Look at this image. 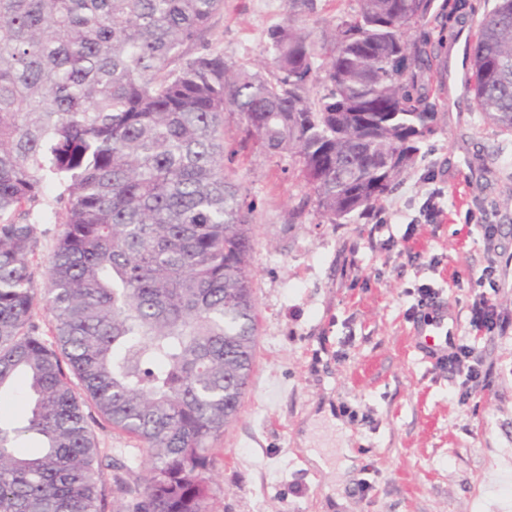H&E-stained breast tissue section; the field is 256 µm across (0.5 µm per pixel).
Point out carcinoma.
<instances>
[{"label":"carcinoma","instance_id":"1","mask_svg":"<svg viewBox=\"0 0 512 512\" xmlns=\"http://www.w3.org/2000/svg\"><path fill=\"white\" fill-rule=\"evenodd\" d=\"M331 43L287 0L271 70L206 52L169 64L223 0H0V394L33 406L0 424V512H100V448L71 378L147 450L114 512H209L212 443L237 419L257 340L252 208L224 174V113L260 150L298 158L319 219L381 209L439 111L436 56L414 29L435 0H355ZM476 110L512 133V0L470 51ZM58 193L49 197V186ZM63 225L36 286L37 225ZM43 304L52 341L36 334ZM27 433L43 451L18 450Z\"/></svg>","mask_w":512,"mask_h":512}]
</instances>
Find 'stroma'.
<instances>
[{
    "mask_svg": "<svg viewBox=\"0 0 512 512\" xmlns=\"http://www.w3.org/2000/svg\"><path fill=\"white\" fill-rule=\"evenodd\" d=\"M494 4L469 0L435 24L437 131L379 215L322 224L308 212L289 223L308 193L294 158L242 147V121L225 113L224 171L254 206L258 338L241 412L215 443L211 512H512V326L476 333L469 324L488 268L493 298L512 318V136L474 109L467 70L450 55L472 43ZM286 16V0H224L184 55L219 52L256 67L268 29ZM433 203L440 212L429 221ZM410 251L437 266L409 264ZM422 284L448 301L460 341L481 360L471 391L414 345ZM333 416L349 430L345 441ZM94 433L101 512H115L110 463L125 462L126 482L137 485L146 450L103 422ZM348 447L356 458L345 470ZM310 448L325 467L311 464Z\"/></svg>",
    "mask_w": 512,
    "mask_h": 512,
    "instance_id": "1",
    "label": "stroma"
}]
</instances>
